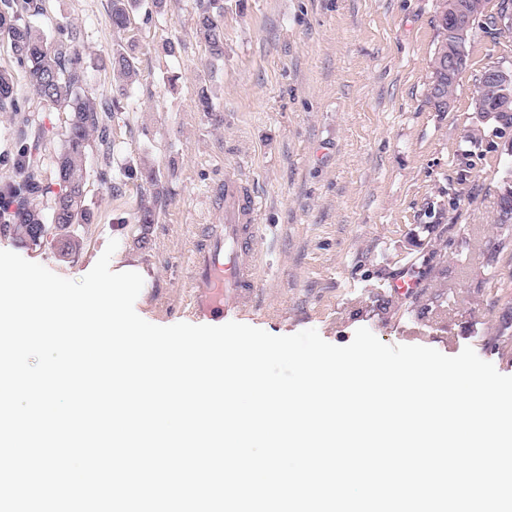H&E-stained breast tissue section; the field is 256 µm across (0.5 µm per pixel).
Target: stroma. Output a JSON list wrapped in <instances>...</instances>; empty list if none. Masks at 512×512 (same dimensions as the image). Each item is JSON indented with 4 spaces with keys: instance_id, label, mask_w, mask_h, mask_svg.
<instances>
[{
    "instance_id": "1",
    "label": "stroma",
    "mask_w": 512,
    "mask_h": 512,
    "mask_svg": "<svg viewBox=\"0 0 512 512\" xmlns=\"http://www.w3.org/2000/svg\"><path fill=\"white\" fill-rule=\"evenodd\" d=\"M196 3L165 0L158 10L145 0L120 33L107 22L110 0H44L43 13H25L51 40L82 29L93 96H111L118 47L133 48L139 79L106 120L112 150L88 152L90 221L76 228L77 253L63 259L8 235L0 250L78 280L117 240L149 276L137 314L201 324L184 306L192 233L215 218L214 190L235 164L257 191L265 283L257 308L236 322L273 335L313 328L337 346L361 327L385 344L447 356L469 346L512 375V223L498 221L512 128L493 137L494 121L472 105L481 74L512 64V38L476 20L468 65L439 112L427 100L436 0H224V57L213 74ZM1 68L20 80L17 112H0V152L13 156L32 147L33 131L20 126L39 104L4 33ZM206 84L209 112L198 106ZM143 161L158 187L99 180ZM145 197L157 201L152 224L135 221ZM409 263L420 285L404 297L389 283Z\"/></svg>"
}]
</instances>
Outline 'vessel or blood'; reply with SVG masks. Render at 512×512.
Returning a JSON list of instances; mask_svg holds the SVG:
<instances>
[{"mask_svg": "<svg viewBox=\"0 0 512 512\" xmlns=\"http://www.w3.org/2000/svg\"><path fill=\"white\" fill-rule=\"evenodd\" d=\"M220 197L224 220L204 225L194 241L186 295L192 312L215 320L251 309L264 286L255 191L236 169L228 167Z\"/></svg>", "mask_w": 512, "mask_h": 512, "instance_id": "b4317fda", "label": "vessel or blood"}]
</instances>
